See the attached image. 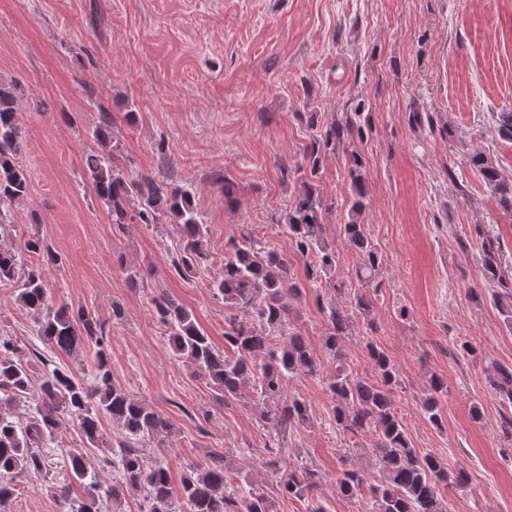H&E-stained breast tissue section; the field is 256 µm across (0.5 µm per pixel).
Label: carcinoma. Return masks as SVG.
Wrapping results in <instances>:
<instances>
[{
  "instance_id": "carcinoma-1",
  "label": "carcinoma",
  "mask_w": 512,
  "mask_h": 512,
  "mask_svg": "<svg viewBox=\"0 0 512 512\" xmlns=\"http://www.w3.org/2000/svg\"><path fill=\"white\" fill-rule=\"evenodd\" d=\"M17 88L0 84V229L13 224V207L27 199L29 184L19 165L24 148L23 133L17 119ZM115 119L110 112L100 113L94 137L102 150L85 154V175L96 197L112 216V223L125 224L136 219L141 224H157L163 216L180 228L181 247L173 266L184 275L204 264V225L187 190L171 188L149 176L131 178L115 162L117 146L111 145ZM352 135L350 126L330 124L318 130L306 147L310 175H315L322 155ZM484 179L500 191L501 203L512 210V183L500 177L493 164L480 155L473 157ZM348 199L349 220L343 224L348 243L362 257L356 271L359 281H371L381 263L378 249L361 221L365 185L361 174L352 168ZM301 187L283 226L296 249L315 254L308 269L314 282L331 279L336 269V251L325 232V212L319 191L304 176ZM57 258L42 248L39 231H34L22 247L0 246V283L17 288V301L35 317L37 336L54 355H75L86 343L96 346L95 373L87 385L70 370L50 363L36 354L44 375L35 397V413L26 421L14 418L12 407L30 395L32 377L25 349L16 340L0 334V512H9L16 493V478L40 474L50 467L41 453L45 442H53L67 420L79 426L89 445L113 467L116 477L106 485L88 468L81 453H70L64 465V483L57 486L65 500L66 512H110L111 506L129 491L143 493L144 512H272L263 495L241 497L229 491L231 480L224 470V457L215 456L205 465H191L180 485H172L164 464L141 448L112 447L101 430V418L108 417L128 440L152 443L157 447L174 438L173 425L148 403L133 398L112 380L104 325L95 314L56 303L37 267H28L24 254ZM224 299V341L233 350L229 357L216 349L197 326L191 311L164 293L152 298L158 323L164 328L173 356L187 363L208 380L215 391L228 400L242 397L247 389L256 391L266 409L261 419L266 427L278 431L288 426L305 425L311 410L306 401L295 398L281 402L287 380L303 372H320L318 355L303 336L288 324L290 299L301 295L292 283L287 256L266 240L247 233L232 238L224 248L223 274L212 283ZM329 324L324 347L335 362L328 388L334 398L333 421L336 429L353 435L371 433L377 437L376 457L380 482L370 484L356 468L338 472L336 488L350 499L368 495L366 512H443L439 488L463 482L464 470L448 472L442 460L430 453L419 454L408 441L405 427L392 399L398 385V370L393 360L369 341L366 343L374 375L364 378L354 372L346 357L345 341L351 335L355 317H362L373 328V305L363 294L338 305L323 307ZM490 386L512 403V369L497 366L489 377ZM448 393L443 379L433 376L422 408L429 422L442 423L440 402ZM283 492L300 495L316 490L315 474L303 467L276 471ZM83 487V499H68V484Z\"/></svg>"
}]
</instances>
